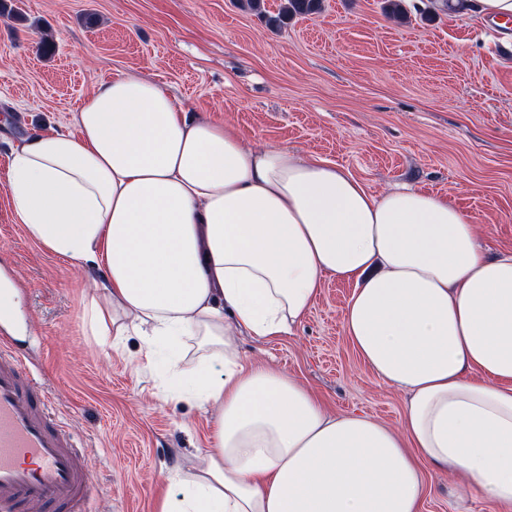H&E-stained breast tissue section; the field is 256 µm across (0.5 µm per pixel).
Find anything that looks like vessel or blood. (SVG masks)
I'll return each mask as SVG.
<instances>
[{
  "label": "vessel or blood",
  "mask_w": 512,
  "mask_h": 512,
  "mask_svg": "<svg viewBox=\"0 0 512 512\" xmlns=\"http://www.w3.org/2000/svg\"><path fill=\"white\" fill-rule=\"evenodd\" d=\"M83 455L10 336H0V512H85Z\"/></svg>",
  "instance_id": "b4317fda"
}]
</instances>
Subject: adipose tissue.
I'll return each instance as SVG.
<instances>
[{"instance_id": "adipose-tissue-1", "label": "adipose tissue", "mask_w": 512, "mask_h": 512, "mask_svg": "<svg viewBox=\"0 0 512 512\" xmlns=\"http://www.w3.org/2000/svg\"><path fill=\"white\" fill-rule=\"evenodd\" d=\"M74 123L14 148L18 219L95 271L92 335L142 336L169 397L220 409L204 466L173 470L157 512H420L428 469L456 475L458 506L512 512V252L486 255L443 196L244 147L134 72L97 83ZM327 276L353 286L362 360L410 395L402 432L328 413L240 352L242 334L289 333Z\"/></svg>"}]
</instances>
